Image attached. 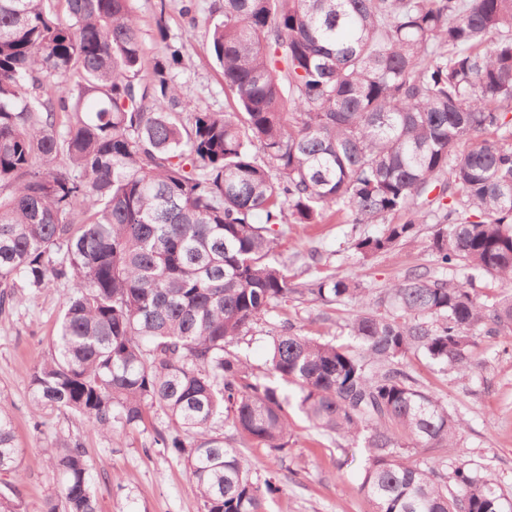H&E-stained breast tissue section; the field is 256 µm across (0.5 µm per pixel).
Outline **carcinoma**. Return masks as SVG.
I'll use <instances>...</instances> for the list:
<instances>
[{
	"mask_svg": "<svg viewBox=\"0 0 512 512\" xmlns=\"http://www.w3.org/2000/svg\"><path fill=\"white\" fill-rule=\"evenodd\" d=\"M171 2L150 52L131 0H0V308L73 285L32 411L107 434L160 412L153 442L202 512H266L282 488L220 430L283 450L287 384L315 429L362 444L372 512H512L492 473L448 465L464 421L407 371L420 353L465 377L480 338L512 336V293L475 288L512 283V0H223L202 19L223 112L180 97ZM338 215L384 225L353 240L366 258L435 225L448 276L292 281L288 225ZM308 296L356 306L358 347L267 322ZM260 323L264 376L226 350ZM45 451L61 488L39 512H100L83 444ZM20 465L0 406V473Z\"/></svg>",
	"mask_w": 512,
	"mask_h": 512,
	"instance_id": "1",
	"label": "carcinoma"
}]
</instances>
